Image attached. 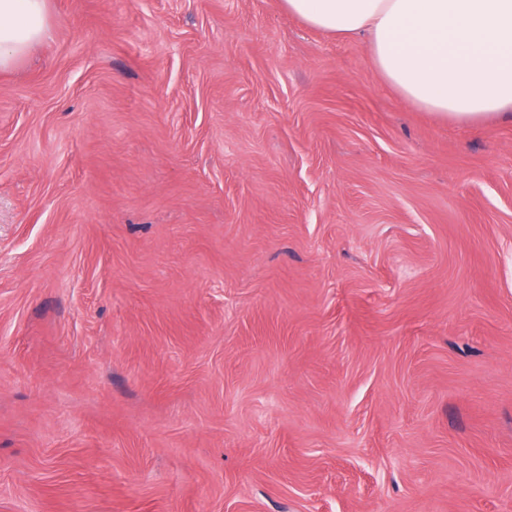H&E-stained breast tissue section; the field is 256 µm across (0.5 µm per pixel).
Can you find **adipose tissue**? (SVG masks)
Wrapping results in <instances>:
<instances>
[{
  "instance_id": "ef3b65f1",
  "label": "adipose tissue",
  "mask_w": 512,
  "mask_h": 512,
  "mask_svg": "<svg viewBox=\"0 0 512 512\" xmlns=\"http://www.w3.org/2000/svg\"><path fill=\"white\" fill-rule=\"evenodd\" d=\"M336 37L367 36L374 67L437 118L477 123L512 113V0H282ZM49 34L47 0H0V70Z\"/></svg>"
}]
</instances>
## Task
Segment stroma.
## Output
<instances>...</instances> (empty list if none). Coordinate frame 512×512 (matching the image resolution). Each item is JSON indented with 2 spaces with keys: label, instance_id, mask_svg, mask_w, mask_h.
<instances>
[{
  "label": "stroma",
  "instance_id": "obj_1",
  "mask_svg": "<svg viewBox=\"0 0 512 512\" xmlns=\"http://www.w3.org/2000/svg\"><path fill=\"white\" fill-rule=\"evenodd\" d=\"M0 72V512H512V119L281 0H48Z\"/></svg>",
  "mask_w": 512,
  "mask_h": 512
}]
</instances>
